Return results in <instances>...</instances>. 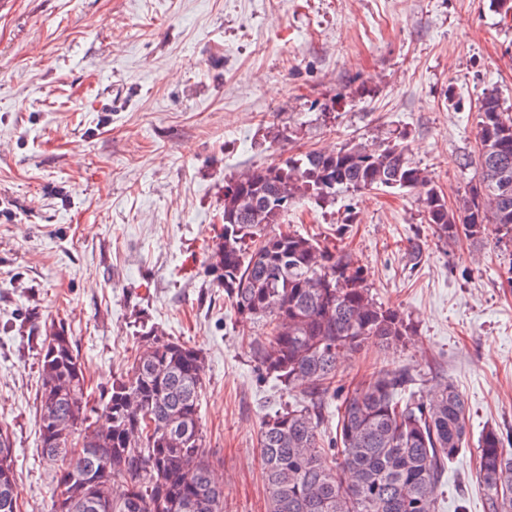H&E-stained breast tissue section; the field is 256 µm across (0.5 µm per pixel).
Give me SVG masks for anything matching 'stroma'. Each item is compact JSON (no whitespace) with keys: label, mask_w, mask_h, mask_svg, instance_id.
Here are the masks:
<instances>
[{"label":"stroma","mask_w":512,"mask_h":512,"mask_svg":"<svg viewBox=\"0 0 512 512\" xmlns=\"http://www.w3.org/2000/svg\"><path fill=\"white\" fill-rule=\"evenodd\" d=\"M488 92L512 107V14L491 0H0V425L22 512H50L36 394L57 324L97 393L142 327L200 348L224 512H267L260 428L293 393L250 357L267 327L236 319L205 273L225 179L400 137L454 210L478 183ZM276 129L287 140L271 143ZM420 197L341 192L291 206L281 228L351 252L376 300L413 322L405 345L366 344L337 381L404 369L418 395L452 381L470 440L441 512H484L478 440L512 428V251L491 230L437 242Z\"/></svg>","instance_id":"35a3bbf8"}]
</instances>
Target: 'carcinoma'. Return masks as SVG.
<instances>
[{"mask_svg":"<svg viewBox=\"0 0 512 512\" xmlns=\"http://www.w3.org/2000/svg\"><path fill=\"white\" fill-rule=\"evenodd\" d=\"M480 190L448 209L401 139L376 148L347 143L328 152L291 154L224 182V231L212 248L207 273L224 290L240 319L271 327L252 346L258 370L285 388L307 381L308 391L261 426L259 448L269 512H436L448 464L468 439V408L451 381L424 398L402 396L413 381L406 370H378L345 392L336 388L341 360L369 341L387 349L413 333L410 320L375 301L362 267L294 232H271L297 200L325 204L336 192L425 188L426 223L440 240L492 228L512 243V111L494 93L479 109ZM202 351L155 328L137 337L129 369L112 379L101 404L91 394L78 350L64 326L51 329L40 348L37 422L52 411L64 422L61 442L78 452L45 446L52 470L51 512H224L211 479L201 426ZM339 398L336 436L321 432L324 399ZM185 437L173 438L166 429ZM109 459L95 500L77 477ZM8 428L0 427V512H20ZM476 474L485 512H512V450L503 434L486 428ZM125 484L122 496L112 487Z\"/></svg>","mask_w":512,"mask_h":512,"instance_id":"obj_1","label":"carcinoma"}]
</instances>
